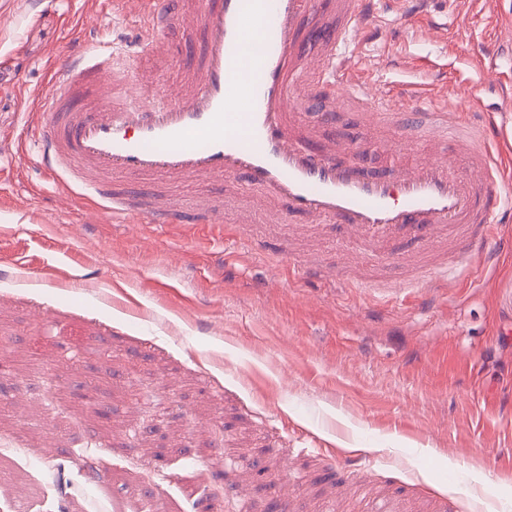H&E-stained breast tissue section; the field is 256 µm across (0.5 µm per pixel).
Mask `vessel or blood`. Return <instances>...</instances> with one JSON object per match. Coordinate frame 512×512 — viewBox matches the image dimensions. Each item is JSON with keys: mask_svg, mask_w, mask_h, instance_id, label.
<instances>
[{"mask_svg": "<svg viewBox=\"0 0 512 512\" xmlns=\"http://www.w3.org/2000/svg\"><path fill=\"white\" fill-rule=\"evenodd\" d=\"M413 25L428 0H393ZM379 0H198V40L186 42L183 85L146 90L138 62L162 46V34L187 22L175 0H113L131 17L133 35L74 47L52 65L48 89L30 114L40 163L67 183L64 204L93 200L113 220L224 228L221 209L160 195L155 187L189 178L244 179L281 217L335 222L344 235L378 248L400 237L430 249L449 239L470 261L512 185L492 114L475 121L472 85L434 97L412 83L382 89L354 52L379 22ZM483 79L500 83L496 50L480 52ZM390 114L402 127L425 121L414 145L427 153L415 167L383 169L327 128L343 107ZM467 159L456 171L447 148ZM139 182L140 197L121 182Z\"/></svg>", "mask_w": 512, "mask_h": 512, "instance_id": "obj_1", "label": "vessel or blood"}]
</instances>
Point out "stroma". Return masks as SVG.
I'll use <instances>...</instances> for the list:
<instances>
[{
	"label": "stroma",
	"mask_w": 512,
	"mask_h": 512,
	"mask_svg": "<svg viewBox=\"0 0 512 512\" xmlns=\"http://www.w3.org/2000/svg\"><path fill=\"white\" fill-rule=\"evenodd\" d=\"M447 41L426 43L382 18L361 50L383 82L431 88L470 78L474 110L502 103L470 61L497 35L512 0H435ZM127 27L108 0H0V482L33 484L49 512H101L95 487L133 477L177 512H512V238L500 225L487 261L421 282L401 301L404 242L366 255L333 224L267 222L269 204L244 180L172 186L208 200L249 246L197 228L132 229L63 207L30 140L27 114L72 34L92 41ZM174 29L142 62L150 83L179 82ZM348 143L376 145L399 129L344 112ZM364 287L346 281L345 253ZM335 266L328 282L275 273L286 259ZM41 275L25 288L26 269ZM284 478L275 498L271 482Z\"/></svg>",
	"instance_id": "obj_1"
}]
</instances>
